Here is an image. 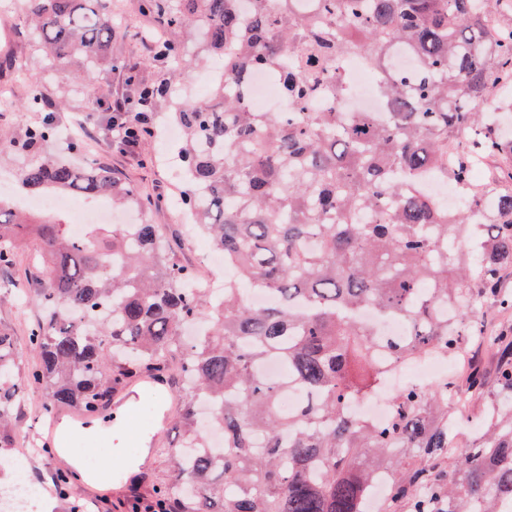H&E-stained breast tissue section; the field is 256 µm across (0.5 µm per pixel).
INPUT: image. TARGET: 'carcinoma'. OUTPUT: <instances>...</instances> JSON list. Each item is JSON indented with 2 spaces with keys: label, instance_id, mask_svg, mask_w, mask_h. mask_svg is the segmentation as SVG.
I'll list each match as a JSON object with an SVG mask.
<instances>
[{
  "label": "carcinoma",
  "instance_id": "carcinoma-1",
  "mask_svg": "<svg viewBox=\"0 0 512 512\" xmlns=\"http://www.w3.org/2000/svg\"><path fill=\"white\" fill-rule=\"evenodd\" d=\"M37 50L60 73L81 60L111 69L120 30L111 0H22ZM152 17V62L176 66L185 47L220 63L206 98L178 93L177 70L159 82L127 83L136 102L168 112L182 132L187 210L226 258L224 287L195 288L175 262L137 190L115 169L81 170L45 148L58 128L38 80L26 103L45 116L0 153L29 159L12 194L0 196V271L33 225L16 197L70 192L87 202L144 214L136 224L90 225L81 234L53 213L37 229L46 273L28 299L40 320L27 336L39 362L18 376L17 345L0 328V453L14 447L28 389L35 412L97 413L112 391L173 360L185 396L166 448L175 481L152 487L162 512H367L366 497L385 458L412 451L416 462L386 478V512H500L512 504V325L489 328L483 300L512 315L503 271L512 268V139L500 126L512 112V0H139ZM410 48L415 65L397 73L389 52ZM359 51L378 75L389 112L317 111L336 88L340 59ZM276 75L290 107L261 112L246 99L251 72ZM149 115L119 112L132 133ZM485 190L470 188L475 163ZM433 174L459 196L453 211L423 191ZM270 292L255 307L241 285ZM399 317L407 337L387 339L361 319ZM457 324H448V312ZM474 342L453 380L409 383L375 423L351 413L384 367L454 356ZM481 353L494 357L487 371ZM288 366V379L261 373ZM302 391L285 413L277 400ZM460 388L481 406V431L460 453ZM215 406L224 430L215 460L198 452L207 430L199 403ZM77 474L56 472L57 493Z\"/></svg>",
  "mask_w": 512,
  "mask_h": 512
}]
</instances>
